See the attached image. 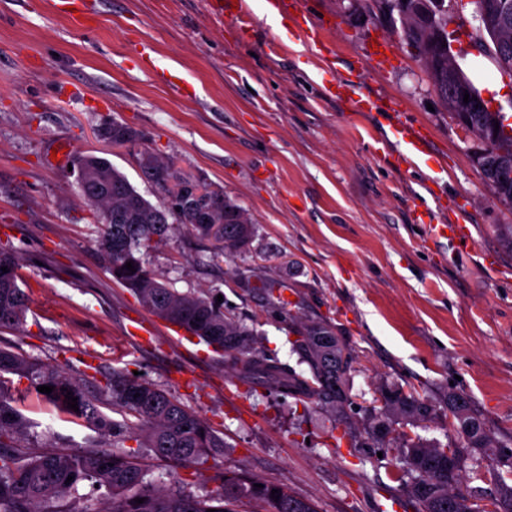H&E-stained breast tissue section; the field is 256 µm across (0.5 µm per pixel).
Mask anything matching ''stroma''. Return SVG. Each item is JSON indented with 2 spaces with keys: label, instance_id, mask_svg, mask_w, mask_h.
<instances>
[{
  "label": "stroma",
  "instance_id": "stroma-1",
  "mask_svg": "<svg viewBox=\"0 0 512 512\" xmlns=\"http://www.w3.org/2000/svg\"><path fill=\"white\" fill-rule=\"evenodd\" d=\"M75 22L54 0H0V249L20 262L29 310L0 332L14 347L83 381L111 419L113 373L139 372L177 397L224 439L223 454L197 467L139 456L158 485L178 481L210 494L217 472H244L288 487L317 512H381L385 497L420 512L402 483V434L424 445L461 446L448 428L449 392L465 395L495 446L512 455V207L498 201L472 161L476 141L440 102L399 20L374 0H301L315 19L335 18L307 50L290 18L256 17L245 34L210 0H88ZM474 0L450 12V50L482 97L512 124V79L478 44ZM386 45L384 65L373 44ZM376 91L379 108L354 112L330 98L323 75ZM187 86L174 95L164 73ZM427 126L442 171L397 165L388 140L396 121ZM117 121L137 147L99 135ZM149 150L175 169L224 190L252 216L244 252L214 257L184 227L146 260L182 293L222 297L224 312L254 330L257 348L304 372L291 342L309 321H327L352 357L345 403H299L249 389L205 342L190 343L113 280L97 253L96 220L68 166L107 157L153 205L165 190L144 180ZM459 203L473 226L462 246L430 237L418 213L447 220ZM279 281L280 304L258 288ZM146 320L150 343L126 327ZM388 388L416 390L436 413L412 423H375ZM29 423L26 451L108 448L111 436L60 414L27 380L12 384ZM512 467L469 458L461 488L487 504Z\"/></svg>",
  "mask_w": 512,
  "mask_h": 512
}]
</instances>
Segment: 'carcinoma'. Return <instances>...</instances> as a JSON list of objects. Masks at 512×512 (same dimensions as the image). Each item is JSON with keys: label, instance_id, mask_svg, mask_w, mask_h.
Wrapping results in <instances>:
<instances>
[{"label": "carcinoma", "instance_id": "carcinoma-1", "mask_svg": "<svg viewBox=\"0 0 512 512\" xmlns=\"http://www.w3.org/2000/svg\"><path fill=\"white\" fill-rule=\"evenodd\" d=\"M445 2L406 0L398 4L405 12L406 38L435 74L448 70ZM493 55L500 71L512 78V50L501 52L495 41ZM102 136L120 146L140 140L136 130L116 121L103 128ZM73 166L84 172L83 199L102 219L97 225V252L113 279L129 288L149 311L224 352L225 361L252 389L271 383L282 395L300 402L326 399L340 404L346 399L345 373L340 365L350 358L331 323L310 322L296 330L293 346L309 370L303 375L257 350L253 330L224 314L223 307L208 296L178 292L160 281L148 265L146 256L164 243L175 223L211 243L216 257L248 249L255 225L236 200L221 190L206 189L211 211L204 223L189 207L174 213L153 205L103 157L79 155ZM141 172L156 185L162 174L176 186L196 185L156 155L153 165L141 167ZM129 261L132 271L125 268ZM3 267L8 272L1 271ZM18 269V259L0 251V328H19L26 319L28 298L19 286ZM14 376L28 380L34 391L42 385L54 387L42 397L61 412L112 436V448L88 449L78 455L25 451L20 438L28 424L12 394ZM108 390L112 407L123 413L121 421L111 420L101 411L81 380L10 346H0V512H239L251 501L266 504L269 512H316L311 502L286 487L265 483L257 488V480L236 472L216 474L218 489L209 497L195 495L183 482L168 488L154 484L147 479L138 455L125 449V441H136L160 460L195 467L223 452L224 439L173 395L139 375L116 374ZM69 391L77 397V412L68 408L65 395ZM382 400L386 412L410 421H425L434 414L431 404L400 389L383 392ZM448 415L453 430L467 441L473 454L496 455L497 448L465 396H448ZM403 448L415 473L408 492L422 512H483L473 496L458 487L464 456L451 461L443 449L413 439L405 440ZM87 483L94 491L104 490L105 507H98V498L81 492ZM274 489L279 490L277 500L271 498ZM138 498L144 502L136 503ZM491 512H512V484L499 482Z\"/></svg>", "mask_w": 512, "mask_h": 512}]
</instances>
